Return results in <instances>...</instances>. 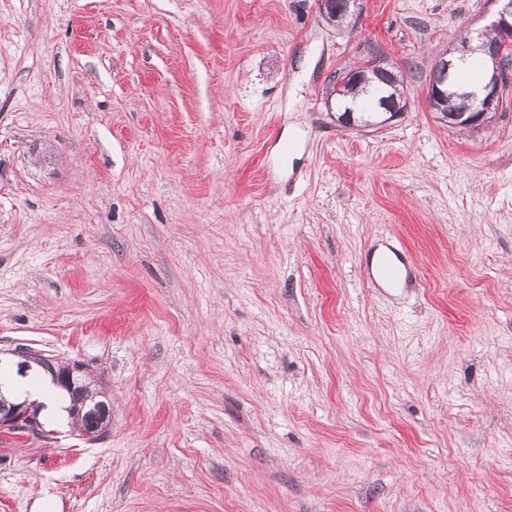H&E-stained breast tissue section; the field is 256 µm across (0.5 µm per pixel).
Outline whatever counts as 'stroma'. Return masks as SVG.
I'll list each match as a JSON object with an SVG mask.
<instances>
[{"label": "stroma", "instance_id": "obj_1", "mask_svg": "<svg viewBox=\"0 0 512 512\" xmlns=\"http://www.w3.org/2000/svg\"><path fill=\"white\" fill-rule=\"evenodd\" d=\"M485 0H0V353L77 360L100 440L0 429V512H512V71L429 106ZM408 107L342 125L372 53ZM388 242L422 285L385 293ZM369 63L370 60H367L363 66L336 72V76L333 77V80L336 82L333 85H330L326 92L327 101L333 100V102L336 103V107L343 109V112L340 114V116L352 112L351 110L347 111V107H345V102L348 98H354L360 94H363L367 97L364 108H362L359 112H353L358 114L357 118L359 120L352 121L351 118H349L348 125H352L357 122H360L361 127L383 124L386 119L379 120L378 116L382 113L377 112L381 103L387 98H393L396 94V100L398 103L400 104L402 102L401 98L402 94L404 93V79L402 75L400 76L399 72L393 71L392 69H386L383 78H379L377 75H374L368 71L367 68ZM365 73L368 74V78L366 80L360 78V76ZM386 83H391L396 87L393 88ZM397 91L400 93H397ZM382 108L384 110L383 112H391L393 114L392 118H395L398 116V114H400L397 112L406 111L397 109V105L395 106L391 104L390 101H384L382 103ZM464 86L461 77L453 73L451 79L448 81V89L445 86L443 87V91L447 93V96L445 98L443 97L441 104L444 109L448 108V112L437 111L441 115V119L447 116L448 118H454L456 117V113H460L454 111L458 110L461 105L460 100L457 98V93L465 89ZM91 409L85 410L81 414V427H94L99 423L97 427L94 429L80 432V436L86 441H94L97 440L101 435H103L111 425V411L109 405L102 404L97 408V412L100 415V420L96 415H89Z\"/></svg>", "mask_w": 512, "mask_h": 512}]
</instances>
